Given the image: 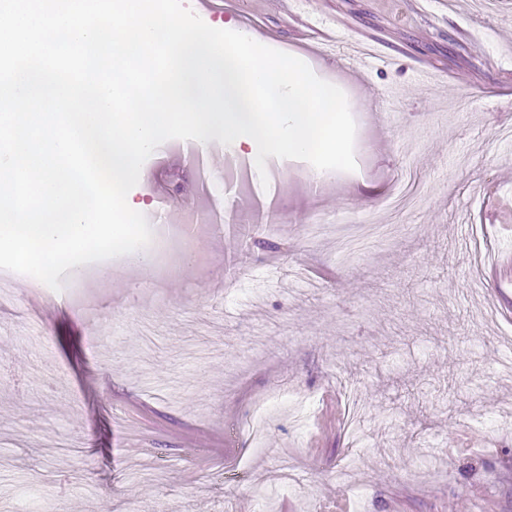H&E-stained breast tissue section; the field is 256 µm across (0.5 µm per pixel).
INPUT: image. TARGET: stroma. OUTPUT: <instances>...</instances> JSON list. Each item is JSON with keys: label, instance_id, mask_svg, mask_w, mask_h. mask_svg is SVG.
<instances>
[{"label": "stroma", "instance_id": "35a3bbf8", "mask_svg": "<svg viewBox=\"0 0 512 512\" xmlns=\"http://www.w3.org/2000/svg\"><path fill=\"white\" fill-rule=\"evenodd\" d=\"M213 27L255 26L341 83L356 124L352 172L311 191L307 162L272 159L274 201L233 189L231 231L203 227L178 273L109 259L108 281L0 308V512H512V0H223ZM343 32L370 52L325 61ZM401 88L403 104L386 94ZM135 201L163 225L199 198L193 163L163 143ZM388 224L342 263V226ZM320 217L317 238L306 235ZM483 236L496 263L475 266ZM493 309V319L481 318ZM368 415L353 446L341 386ZM295 388L304 428L272 411L262 450L251 405ZM364 458L354 489L337 482Z\"/></svg>", "mask_w": 512, "mask_h": 512}]
</instances>
